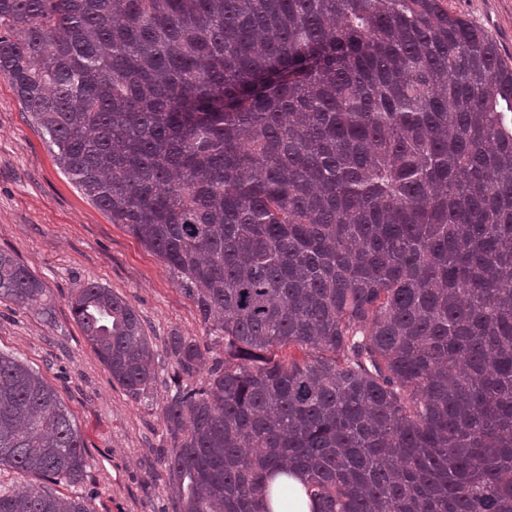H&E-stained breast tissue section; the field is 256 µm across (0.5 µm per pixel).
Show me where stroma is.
I'll return each mask as SVG.
<instances>
[{
	"label": "stroma",
	"mask_w": 512,
	"mask_h": 512,
	"mask_svg": "<svg viewBox=\"0 0 512 512\" xmlns=\"http://www.w3.org/2000/svg\"><path fill=\"white\" fill-rule=\"evenodd\" d=\"M483 29L512 64V0H444ZM0 250L44 283L50 316L0 299V351L40 372L56 390L85 443L87 468L59 494L87 499L94 512H173L176 493L162 478L170 441L161 407L173 371L164 342L197 337L212 355L196 307L162 261L87 200L57 166L7 79L0 77ZM97 282L137 310L161 379L136 400L114 382L71 315L75 288Z\"/></svg>",
	"instance_id": "1"
}]
</instances>
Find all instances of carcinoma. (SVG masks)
<instances>
[{"mask_svg":"<svg viewBox=\"0 0 512 512\" xmlns=\"http://www.w3.org/2000/svg\"><path fill=\"white\" fill-rule=\"evenodd\" d=\"M0 77L58 166L224 339L162 416L176 512H512V66L442 0H0ZM0 251V299L47 314ZM70 306L112 380L157 381L137 310ZM175 377H196L173 335ZM0 512H93L57 393L0 353Z\"/></svg>","mask_w":512,"mask_h":512,"instance_id":"cac0c4a2","label":"carcinoma"}]
</instances>
